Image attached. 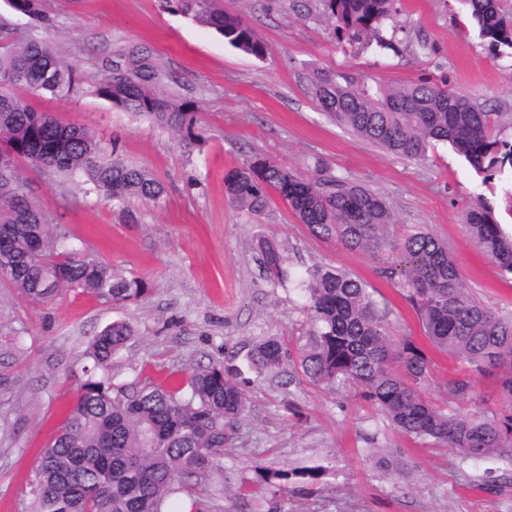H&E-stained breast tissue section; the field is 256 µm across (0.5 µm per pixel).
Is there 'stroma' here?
Masks as SVG:
<instances>
[{"label":"stroma","mask_w":512,"mask_h":512,"mask_svg":"<svg viewBox=\"0 0 512 512\" xmlns=\"http://www.w3.org/2000/svg\"><path fill=\"white\" fill-rule=\"evenodd\" d=\"M45 28L0 0V24L19 37L58 49L88 79L98 78L113 48L151 51L166 88L195 101L200 140L185 147L172 132L95 96L32 98L36 108L84 125L124 160L147 167L164 187L159 203L123 205L80 179L62 181L28 164L20 172L35 199L87 253L148 291L105 303L66 289L53 304L20 298L0 278V512H28L35 458L74 405L88 366L90 339L115 321L134 330L109 371L114 382H166L173 373L221 363L239 367L256 342L280 337L297 350L310 330L304 294L273 287L257 242L276 239L298 271L344 269L368 284L388 310L391 335L431 360L425 395L450 404L446 383L459 361L433 348L403 292L380 261L313 238L288 205L271 195L250 215L230 204L224 174L253 155L310 172L323 162L390 202L398 232L422 227L447 243L476 296L492 310L512 311V277L469 239L463 215L483 197L512 231V177L483 182L447 143L424 159L405 158L331 123L316 105L313 70L364 89L422 79L447 84L491 112L512 113V57L494 55L462 0H396L395 23L375 41L338 39L319 0H224L266 44L258 59L213 30L164 12L159 0H43ZM429 52H421L420 43ZM248 411L222 468L201 484L202 512H512V466L474 461L402 434L355 386L327 390L288 373L252 377ZM328 466L311 488L293 482L273 496L265 470ZM508 488H481L488 470ZM250 493L238 497L241 485Z\"/></svg>","instance_id":"35a3bbf8"}]
</instances>
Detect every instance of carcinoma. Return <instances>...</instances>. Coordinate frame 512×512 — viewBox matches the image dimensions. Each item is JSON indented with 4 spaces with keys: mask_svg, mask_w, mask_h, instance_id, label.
<instances>
[{
    "mask_svg": "<svg viewBox=\"0 0 512 512\" xmlns=\"http://www.w3.org/2000/svg\"><path fill=\"white\" fill-rule=\"evenodd\" d=\"M11 8L47 26L42 0H9ZM161 7L214 29L230 46L262 59L267 47L224 0H160ZM322 13L341 39L378 37L392 20L393 0H320ZM481 38L497 55L512 56V19L499 0H463ZM105 78L88 86L75 67L50 44L16 38L0 27V251L3 275L24 299L45 304L62 288L99 300L124 302L146 291L92 258L69 239L61 225L32 197L18 163L53 177L84 178L113 201L161 200L164 188L143 166L130 164L103 145L87 127L33 107L34 97H76L91 93L168 129L188 145L200 122L197 105L164 90L163 74L150 54L119 47L102 62ZM318 108L360 138L413 159L425 157L432 141L458 150L484 179L512 170L511 112H486L464 93L419 82L379 88L374 94L343 85L327 72L312 77ZM229 201L249 214L268 206L267 191L286 200L299 223L317 239L336 240L372 257L387 256L383 270L405 292L433 347L456 357L471 372L448 380L454 400L481 402L476 377L495 373L499 412L462 415L423 395L430 361L411 342L390 335L364 281L336 267L315 266L301 274L288 268L279 243L258 240L260 265L274 284L295 282L308 299L312 331L293 355L276 337L247 354L248 371L277 375L293 363L298 375L327 388L352 384L361 397L404 434L465 458L512 461V312L489 310L466 284L448 251L432 233L418 229L399 236L394 214L380 194L336 175L322 162L304 174L255 156L224 175ZM471 241L512 274V235L499 223L494 205L478 199L465 212ZM133 335L116 321L90 342L94 371L81 383L76 403L34 462L30 512H167L172 498L180 512H200L197 489L212 467L224 461L233 426L246 410L238 368L213 364L192 371L174 385L112 383L109 363ZM322 468L270 473L265 482L277 495L288 482L312 483Z\"/></svg>",
    "mask_w": 512,
    "mask_h": 512,
    "instance_id": "obj_1",
    "label": "carcinoma"
}]
</instances>
